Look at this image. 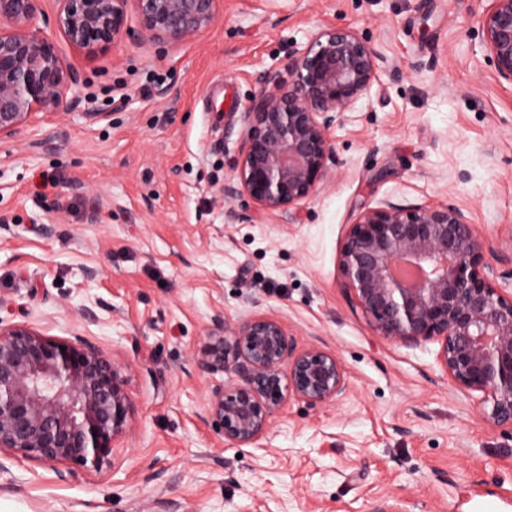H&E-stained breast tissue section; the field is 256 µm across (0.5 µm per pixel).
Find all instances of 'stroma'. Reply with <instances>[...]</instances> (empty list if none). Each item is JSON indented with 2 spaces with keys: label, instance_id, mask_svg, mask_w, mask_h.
<instances>
[{
  "label": "stroma",
  "instance_id": "1",
  "mask_svg": "<svg viewBox=\"0 0 512 512\" xmlns=\"http://www.w3.org/2000/svg\"><path fill=\"white\" fill-rule=\"evenodd\" d=\"M39 25L80 109L0 142V324L83 336L127 367L129 432L100 468L7 460L0 512H512V429L453 382L439 344L393 343L345 289L362 208L450 202L512 279V85L483 46L478 0H220L189 42L137 18L94 54ZM348 27L379 78L332 128L333 164L293 215L226 201L241 114L311 36ZM288 323L342 361L348 391L275 414L259 447L211 426L195 356L214 320Z\"/></svg>",
  "mask_w": 512,
  "mask_h": 512
}]
</instances>
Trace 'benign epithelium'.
<instances>
[{
	"label": "benign epithelium",
	"instance_id": "7a95c632",
	"mask_svg": "<svg viewBox=\"0 0 512 512\" xmlns=\"http://www.w3.org/2000/svg\"><path fill=\"white\" fill-rule=\"evenodd\" d=\"M42 0H0V140L42 113L76 108V79L39 26ZM55 26L95 53L127 28L129 13L157 40L182 42L207 29L219 0H58ZM484 48L512 85V0H487ZM242 115L244 137L224 198L247 197L287 213L328 175L329 131L379 77L378 55L350 28L315 33ZM73 95H68V92ZM484 239L452 203L385 200L362 211L341 243L345 288L369 325L397 343L436 340L437 360L458 385L482 394L488 420L512 428V285L490 271ZM66 350H60V347ZM212 379L208 417L230 444L256 445L274 414L298 398L325 405L346 393L341 360L300 349L288 324L242 318L231 334L214 323L196 357ZM126 366L82 336L53 339L0 326V454L50 465H103L127 433ZM237 379L224 383V373Z\"/></svg>",
	"mask_w": 512,
	"mask_h": 512
}]
</instances>
